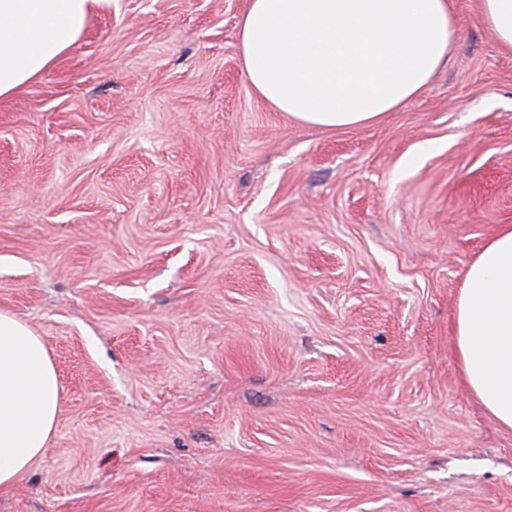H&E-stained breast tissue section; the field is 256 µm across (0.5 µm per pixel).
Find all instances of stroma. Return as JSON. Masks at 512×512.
<instances>
[{"label":"stroma","mask_w":512,"mask_h":512,"mask_svg":"<svg viewBox=\"0 0 512 512\" xmlns=\"http://www.w3.org/2000/svg\"><path fill=\"white\" fill-rule=\"evenodd\" d=\"M248 0H106L0 101V310L61 412L0 512H512L452 317L512 225V54L474 0L381 121L251 90Z\"/></svg>","instance_id":"stroma-1"}]
</instances>
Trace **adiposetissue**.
I'll return each instance as SVG.
<instances>
[{
	"instance_id": "adipose-tissue-1",
	"label": "adipose tissue",
	"mask_w": 512,
	"mask_h": 512,
	"mask_svg": "<svg viewBox=\"0 0 512 512\" xmlns=\"http://www.w3.org/2000/svg\"><path fill=\"white\" fill-rule=\"evenodd\" d=\"M103 0H0V100L39 79ZM499 50L512 54V0H477ZM458 38L453 0H249L238 28L256 95L309 126L352 129L422 95ZM463 389L512 433V225L469 266L454 323ZM60 385L44 342L0 311V492L40 457Z\"/></svg>"
}]
</instances>
